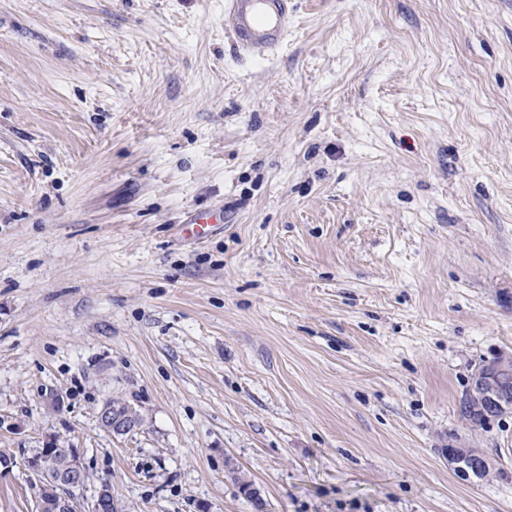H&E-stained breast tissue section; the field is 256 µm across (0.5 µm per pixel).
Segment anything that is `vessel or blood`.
<instances>
[{
  "label": "vessel or blood",
  "instance_id": "1",
  "mask_svg": "<svg viewBox=\"0 0 512 512\" xmlns=\"http://www.w3.org/2000/svg\"><path fill=\"white\" fill-rule=\"evenodd\" d=\"M292 9V0H224L227 21L247 53L276 50L288 30Z\"/></svg>",
  "mask_w": 512,
  "mask_h": 512
}]
</instances>
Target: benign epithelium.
Masks as SVG:
<instances>
[{
    "label": "benign epithelium",
    "mask_w": 512,
    "mask_h": 512,
    "mask_svg": "<svg viewBox=\"0 0 512 512\" xmlns=\"http://www.w3.org/2000/svg\"><path fill=\"white\" fill-rule=\"evenodd\" d=\"M467 398L485 402L488 417L512 411V357L503 356L474 372ZM100 427L112 435H125L140 427V416L131 406L107 400L98 412ZM67 461L54 462L53 449L44 448L25 461L28 471L36 478L38 490L58 491L57 496L36 499V512H82L73 496L74 489L83 485L86 471L80 456L72 448L63 449ZM89 512H112V491L104 483Z\"/></svg>",
    "instance_id": "obj_1"
}]
</instances>
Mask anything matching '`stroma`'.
Segmentation results:
<instances>
[{
    "label": "stroma",
    "mask_w": 512,
    "mask_h": 512,
    "mask_svg": "<svg viewBox=\"0 0 512 512\" xmlns=\"http://www.w3.org/2000/svg\"><path fill=\"white\" fill-rule=\"evenodd\" d=\"M504 354L512 0H295L254 54L224 0H0V512L42 448L114 512H512V412L460 414ZM100 427L112 435H125L140 427V416L131 406L107 400L98 412Z\"/></svg>",
    "instance_id": "35a3bbf8"
}]
</instances>
